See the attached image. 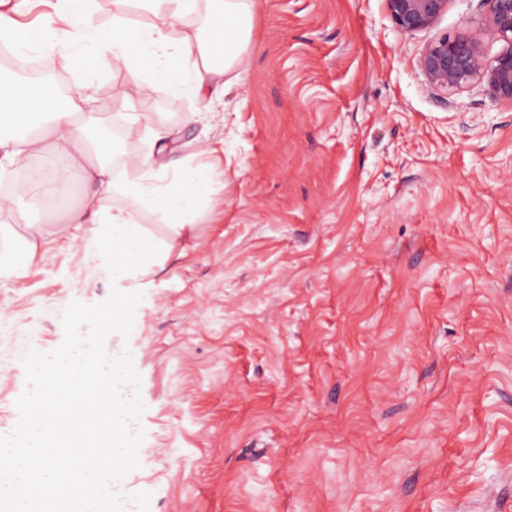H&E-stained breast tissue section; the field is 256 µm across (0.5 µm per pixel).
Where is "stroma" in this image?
<instances>
[{
	"label": "stroma",
	"mask_w": 512,
	"mask_h": 512,
	"mask_svg": "<svg viewBox=\"0 0 512 512\" xmlns=\"http://www.w3.org/2000/svg\"><path fill=\"white\" fill-rule=\"evenodd\" d=\"M481 0L404 34L384 0H257L205 96L129 105L221 148L183 254L148 276L129 337L149 512H512V107L438 90L441 34L488 39ZM110 279L70 241L0 277V431L74 301Z\"/></svg>",
	"instance_id": "35a3bbf8"
}]
</instances>
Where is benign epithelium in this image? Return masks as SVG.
I'll return each mask as SVG.
<instances>
[{
	"instance_id": "obj_1",
	"label": "benign epithelium",
	"mask_w": 512,
	"mask_h": 512,
	"mask_svg": "<svg viewBox=\"0 0 512 512\" xmlns=\"http://www.w3.org/2000/svg\"><path fill=\"white\" fill-rule=\"evenodd\" d=\"M396 28L412 33L437 27L449 0H384ZM487 6L489 38L505 43L501 52L485 62L480 39L442 34L422 47L417 67L438 89L459 87L477 80L497 103L512 105V0H482Z\"/></svg>"
}]
</instances>
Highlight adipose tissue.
<instances>
[{"mask_svg":"<svg viewBox=\"0 0 512 512\" xmlns=\"http://www.w3.org/2000/svg\"><path fill=\"white\" fill-rule=\"evenodd\" d=\"M95 0H52L53 18L68 22L59 44L72 56L89 61L108 53L113 72L130 67L143 71L133 84L112 87L113 104H129L188 84L195 93L209 90L246 49L253 19L254 0H209L206 33L196 41L180 39L176 28L189 8V0H123L153 16L144 26L116 15L110 30H78L93 12ZM29 0H0V41L17 53L44 54L46 34L32 35L18 21ZM54 91L46 86L0 74V180L42 160V181L62 194L78 181L94 187L96 195L122 194L129 208L71 209L63 222L24 224V210L12 195L0 196V271L17 275L37 256L47 239H68L73 227L87 224L91 233L82 251L92 256L97 272L119 283L147 277L159 261L172 257L180 240L191 234L215 192L217 172L209 164L169 163L178 137L166 126L144 125L126 119V138L150 136L148 155L133 172H116L108 158L112 145L91 139L101 117L91 107L86 84H79L64 106H56ZM157 216L163 235H155L138 220L139 210ZM23 223L25 234L14 240L13 226Z\"/></svg>","mask_w":512,"mask_h":512,"instance_id":"obj_1","label":"adipose tissue"}]
</instances>
